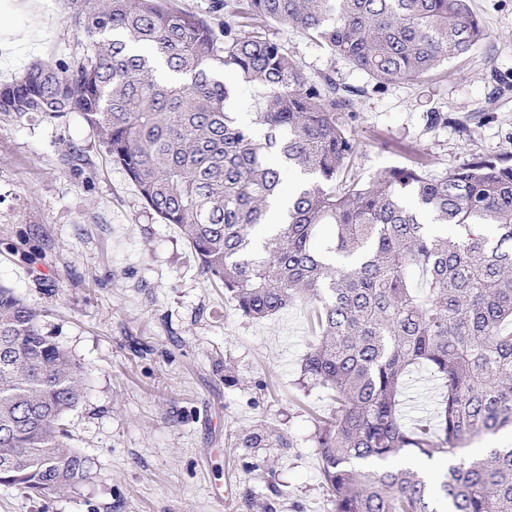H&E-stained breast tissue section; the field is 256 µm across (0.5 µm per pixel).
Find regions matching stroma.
Listing matches in <instances>:
<instances>
[{"mask_svg": "<svg viewBox=\"0 0 512 512\" xmlns=\"http://www.w3.org/2000/svg\"><path fill=\"white\" fill-rule=\"evenodd\" d=\"M0 56L32 37L31 61L74 66L85 40L71 0H13ZM485 41L426 80L376 87L298 31L237 18L280 44L307 79L358 88L339 120L357 150L349 176L417 167L437 178L473 158L512 156V0H470ZM0 283L42 311L89 377L66 418L93 460L48 497L0 486V512H332L315 448L333 405L301 378L316 332L298 302L244 316L211 284L180 231L148 209L78 113L0 115ZM430 420L438 381L407 376Z\"/></svg>", "mask_w": 512, "mask_h": 512, "instance_id": "obj_1", "label": "stroma"}]
</instances>
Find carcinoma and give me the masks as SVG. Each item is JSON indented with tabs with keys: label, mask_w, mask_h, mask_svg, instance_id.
<instances>
[{
	"label": "carcinoma",
	"mask_w": 512,
	"mask_h": 512,
	"mask_svg": "<svg viewBox=\"0 0 512 512\" xmlns=\"http://www.w3.org/2000/svg\"><path fill=\"white\" fill-rule=\"evenodd\" d=\"M73 4L83 59L31 65L0 86V113H79L244 315L312 306L302 376L334 404L316 436L332 512H512V448L459 456L512 426L508 159L348 181L356 142L336 114L354 89L312 84L279 44L164 0ZM224 12L292 27L378 87L419 81L487 38L468 0H224ZM237 79L260 91L249 125L226 111ZM288 173L301 182L266 224ZM418 365L443 386L433 428L406 427L398 409ZM86 386L40 312L0 285L1 486L43 496L88 478L64 425ZM437 455L448 468L434 481L411 463Z\"/></svg>",
	"instance_id": "1"
}]
</instances>
